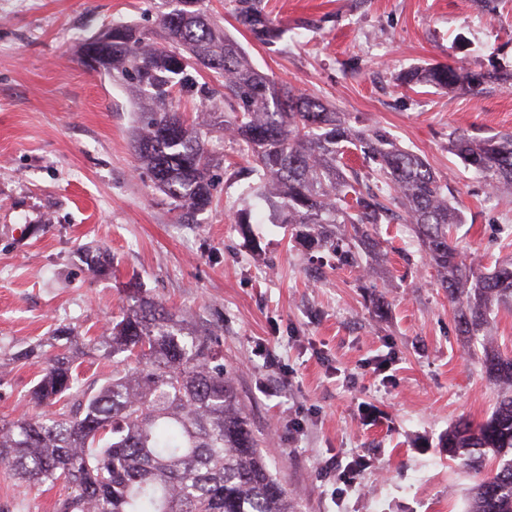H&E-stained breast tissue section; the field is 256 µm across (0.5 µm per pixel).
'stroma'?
I'll use <instances>...</instances> for the list:
<instances>
[{
  "label": "stroma",
  "instance_id": "obj_1",
  "mask_svg": "<svg viewBox=\"0 0 512 512\" xmlns=\"http://www.w3.org/2000/svg\"><path fill=\"white\" fill-rule=\"evenodd\" d=\"M282 38L254 41L233 0H206L217 23L277 82L328 102L356 129H379L448 182L465 220V259L512 258V191H490L449 150L453 135L512 132V83L474 96L404 88L434 64L512 73V0H264ZM167 0H0V346L61 326L97 334L128 288L210 327L266 460L302 512H468L473 473L440 443L489 418L504 389L485 348L512 354V308L464 336L413 225L377 224L361 267L315 269L295 227L246 196L250 163L212 127L223 155L213 204L184 224L134 151L126 84L86 68L81 45L113 23L157 30ZM251 213L249 228L237 216ZM103 253L94 272L85 251ZM37 372L0 363V418L19 413ZM370 459L333 494L329 463ZM63 486L20 487L0 467V512H53Z\"/></svg>",
  "mask_w": 512,
  "mask_h": 512
}]
</instances>
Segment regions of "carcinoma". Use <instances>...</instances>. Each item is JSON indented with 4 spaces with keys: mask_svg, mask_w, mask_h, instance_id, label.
Instances as JSON below:
<instances>
[{
    "mask_svg": "<svg viewBox=\"0 0 512 512\" xmlns=\"http://www.w3.org/2000/svg\"><path fill=\"white\" fill-rule=\"evenodd\" d=\"M160 15L158 44L134 24L112 25V50L94 71L130 85L142 101L133 131L135 151L156 190L188 221L213 200V169L222 158L208 148V118L216 101L220 124L252 159L251 173L276 224H298L303 235L344 267L379 246L363 232L352 245L332 227L379 224L391 206L416 226L441 287L455 305L459 331L480 336L500 306L512 307V259L484 272L461 258L455 237L461 212L448 184L426 159L380 130H352L336 108L260 72L239 42L218 26L205 0H170ZM235 19L257 41L276 28L261 0H235ZM400 83L459 88L479 94L499 78L453 65L402 73ZM195 101L201 117L180 111ZM355 149L378 165L372 188L348 167ZM451 150L490 189L512 188V133L482 139L456 135ZM44 344L5 352L38 366L27 409L0 419V465L25 487L69 489L56 512H298L259 448L240 403L224 351L207 328L191 323L140 292L96 336L59 329ZM112 362L102 381H89L80 356ZM483 366L512 389V355L484 353ZM448 456L482 470L469 512H512V393L474 425L462 419L445 435Z\"/></svg>",
    "mask_w": 512,
    "mask_h": 512,
    "instance_id": "cac0c4a2",
    "label": "carcinoma"
}]
</instances>
